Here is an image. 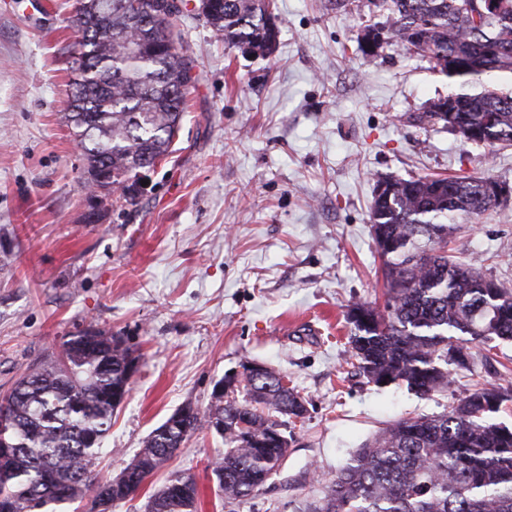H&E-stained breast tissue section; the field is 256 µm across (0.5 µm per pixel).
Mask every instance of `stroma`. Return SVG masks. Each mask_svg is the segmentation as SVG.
Returning a JSON list of instances; mask_svg holds the SVG:
<instances>
[{
  "label": "stroma",
  "mask_w": 512,
  "mask_h": 512,
  "mask_svg": "<svg viewBox=\"0 0 512 512\" xmlns=\"http://www.w3.org/2000/svg\"><path fill=\"white\" fill-rule=\"evenodd\" d=\"M75 2L45 0L33 17L0 0V395L87 326L123 337L141 359L97 467L109 479L176 408L207 407L225 373L263 364L308 409L277 474L225 504L207 468L224 443L200 432L149 485L186 470L199 512H306L380 428L446 412L476 382H512V342L471 343L472 371L428 397L352 367L347 308L384 299L370 218L379 180L512 185V146H478L427 118L448 77L398 40L364 55L362 30L382 13L274 0L276 48L254 59L225 49L199 0H179L196 82L173 153L122 210L109 194L88 199L64 121ZM449 247L512 288V201L461 221Z\"/></svg>",
  "instance_id": "obj_1"
}]
</instances>
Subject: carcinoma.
Wrapping results in <instances>:
<instances>
[{"instance_id": "carcinoma-1", "label": "carcinoma", "mask_w": 512, "mask_h": 512, "mask_svg": "<svg viewBox=\"0 0 512 512\" xmlns=\"http://www.w3.org/2000/svg\"><path fill=\"white\" fill-rule=\"evenodd\" d=\"M494 16L474 15L468 0H369L387 12L388 39L407 43L460 86L447 98L459 112L430 117L475 134L474 143L512 146V91L483 82L512 74V0ZM149 0H78L79 40L66 119L86 161L85 187L118 194L135 206L143 163L165 159L186 111L193 65L178 49L175 18L152 15ZM206 24L228 49L252 45L268 55L271 14L254 0H207ZM427 22V37L412 30ZM476 58L479 69H448V59ZM490 176L396 179L393 192L374 196L372 226L383 260L386 299L351 305L347 320L356 373L368 382L404 386L421 396L447 391L458 370L471 369L473 341H512V289L487 276L481 260L448 254L449 237L464 218L497 207ZM139 360L119 336L85 330L27 367L0 397V512H61L89 503L112 512L133 499L170 460L172 449L212 422L224 423V454L212 466L224 501L246 498L275 474L288 449L274 444L280 428L304 418L303 398L268 370L198 409L185 431L150 434L131 463L139 478L112 485L97 472L103 441L118 405L112 393L131 390L126 369ZM512 402V385L478 382L447 412L403 418L361 444L328 480L312 512H512V427L493 420ZM194 475L171 472L145 512H197Z\"/></svg>"}]
</instances>
